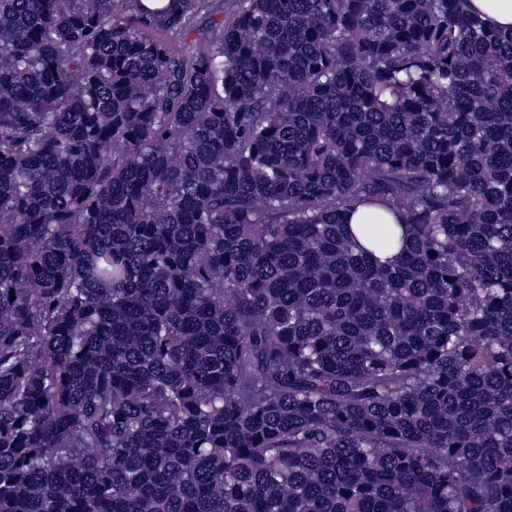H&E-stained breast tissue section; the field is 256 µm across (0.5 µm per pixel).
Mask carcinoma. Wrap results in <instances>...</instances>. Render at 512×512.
I'll list each match as a JSON object with an SVG mask.
<instances>
[{
  "instance_id": "obj_1",
  "label": "carcinoma",
  "mask_w": 512,
  "mask_h": 512,
  "mask_svg": "<svg viewBox=\"0 0 512 512\" xmlns=\"http://www.w3.org/2000/svg\"><path fill=\"white\" fill-rule=\"evenodd\" d=\"M0 512H512V31L0 0Z\"/></svg>"
}]
</instances>
